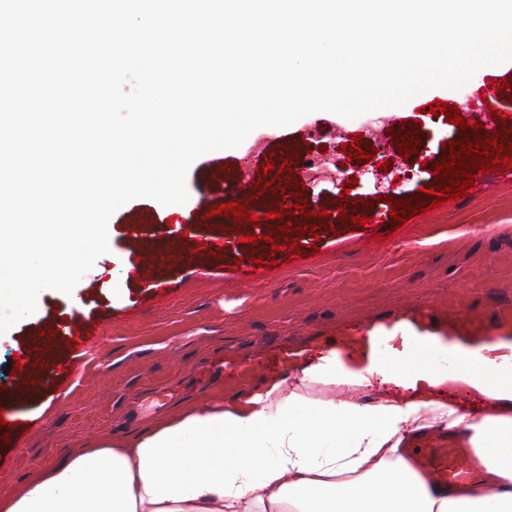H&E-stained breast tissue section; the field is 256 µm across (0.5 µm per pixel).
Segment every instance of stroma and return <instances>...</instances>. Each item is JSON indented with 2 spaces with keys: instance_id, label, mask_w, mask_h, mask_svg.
<instances>
[{
  "instance_id": "35a3bbf8",
  "label": "stroma",
  "mask_w": 512,
  "mask_h": 512,
  "mask_svg": "<svg viewBox=\"0 0 512 512\" xmlns=\"http://www.w3.org/2000/svg\"><path fill=\"white\" fill-rule=\"evenodd\" d=\"M464 97L477 123H486L490 114L474 87H437L383 108L387 129L380 137L396 144L397 129L419 118L427 154L443 158L453 127L444 113L430 114L427 107ZM360 124L316 112L284 128H258L238 148L194 162L186 203L163 206L141 198L112 216L119 258L97 259L82 278L84 310L68 314L63 298L50 290L41 310L0 334V387L15 380L9 364L43 324H66L62 350L72 361L66 377L45 371L42 391L26 403L0 399V493L53 465L64 449L123 438L205 397L220 396L229 405L264 382L292 383L315 349L379 325L407 321L445 337L512 336V182L492 172L466 198L409 218L400 231L389 205L375 201L386 235L380 243L343 215L342 186L309 182L304 194L311 211L324 208L329 215L314 233L307 216L290 221L300 229L299 246L317 245V256L257 270L246 283L220 261L190 254L162 268L166 287L126 277L125 262L137 259L124 235L134 216L161 228L210 210L211 223L195 225L196 235L239 231L240 217L223 209L230 201L225 170L259 172L285 140L302 141L312 152L330 149Z\"/></svg>"
}]
</instances>
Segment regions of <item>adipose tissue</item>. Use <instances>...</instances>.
<instances>
[{
  "mask_svg": "<svg viewBox=\"0 0 512 512\" xmlns=\"http://www.w3.org/2000/svg\"><path fill=\"white\" fill-rule=\"evenodd\" d=\"M375 380L392 393L353 399ZM431 430L467 448L479 484H432L410 466ZM0 512H512V339L373 328L321 351L293 386L68 449L0 495Z\"/></svg>",
  "mask_w": 512,
  "mask_h": 512,
  "instance_id": "adipose-tissue-1",
  "label": "adipose tissue"
}]
</instances>
